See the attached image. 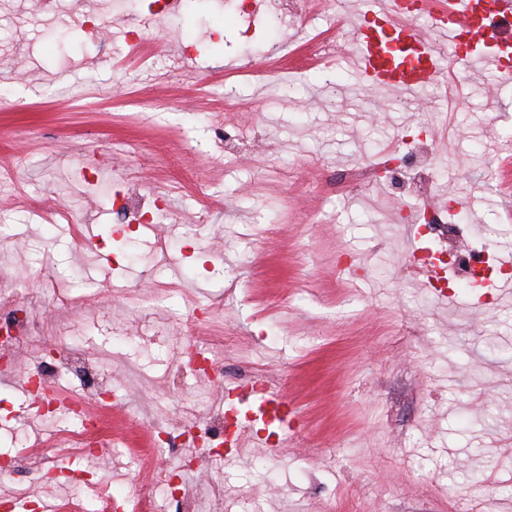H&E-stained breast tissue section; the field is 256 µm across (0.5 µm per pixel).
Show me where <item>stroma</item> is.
Here are the masks:
<instances>
[{"instance_id":"35a3bbf8","label":"stroma","mask_w":512,"mask_h":512,"mask_svg":"<svg viewBox=\"0 0 512 512\" xmlns=\"http://www.w3.org/2000/svg\"><path fill=\"white\" fill-rule=\"evenodd\" d=\"M243 0H180L145 26L144 0H0V308L33 323L18 350L36 370L68 344L100 365L116 393L101 416L105 492L48 480L63 415H34L0 372V493L35 490L81 512H176L160 490L156 428L179 434L221 408L224 386L267 379L296 415L281 451L235 450L184 474L197 512H512V300L456 292L455 306L416 284L417 266L382 183H340L395 138L432 133L441 91L400 108L343 59L312 67L329 27L307 15L252 18ZM87 16L107 24L90 39ZM149 53L131 55L130 27ZM193 46L183 68L168 40ZM452 135L433 134L439 189L466 199L501 253L512 254V71L463 69ZM236 123L246 161L214 135ZM150 194L158 236L113 224L112 201ZM112 224L128 255L114 290L80 241ZM192 335H185V323ZM205 348L224 375L204 382L185 353ZM34 415L27 423L26 415Z\"/></svg>"}]
</instances>
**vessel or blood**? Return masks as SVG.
Masks as SVG:
<instances>
[{
  "label": "vessel or blood",
  "mask_w": 512,
  "mask_h": 512,
  "mask_svg": "<svg viewBox=\"0 0 512 512\" xmlns=\"http://www.w3.org/2000/svg\"><path fill=\"white\" fill-rule=\"evenodd\" d=\"M431 31H421L401 9L399 0H357L348 59L369 87L394 90L412 98L443 79L434 59L436 41L462 53L468 65L496 71L512 59V44L496 41L491 16L512 17V0H420ZM262 406L273 409L280 429H287L288 405L279 393L265 391Z\"/></svg>",
  "instance_id": "b4317fda"
}]
</instances>
